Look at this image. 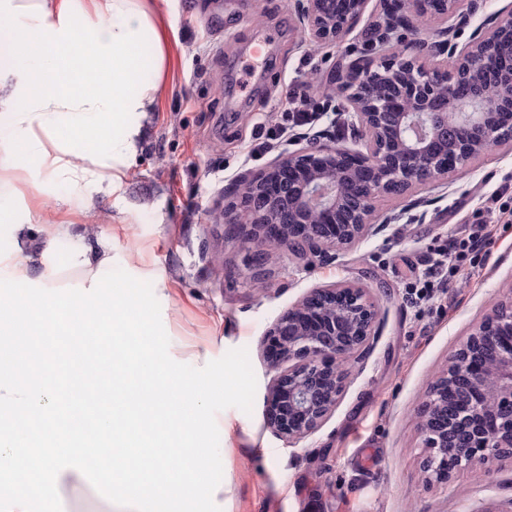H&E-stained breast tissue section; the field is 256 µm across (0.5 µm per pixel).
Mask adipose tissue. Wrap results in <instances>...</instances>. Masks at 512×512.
I'll return each mask as SVG.
<instances>
[{"label": "adipose tissue", "mask_w": 512, "mask_h": 512, "mask_svg": "<svg viewBox=\"0 0 512 512\" xmlns=\"http://www.w3.org/2000/svg\"><path fill=\"white\" fill-rule=\"evenodd\" d=\"M164 0H0V191L14 182L44 174L68 181L73 189L104 181L122 186L137 143L163 89L167 40L158 25ZM69 225L47 220L36 251L13 257L0 276V502L12 512H34L35 504H56L60 484L78 476L91 457L109 452L112 469L126 471L131 443L125 433L137 410H145L153 430L143 440L153 470L169 469L166 450L173 437L190 443L204 400L195 381L159 362L158 347L133 357L112 353V406L95 431L69 438L59 428L63 405L48 407V394L77 388L98 375L99 365L83 361L74 342L68 354L43 352L39 364L52 367L53 381L24 371L31 356L30 309H59L60 321L82 317L93 326L112 319L113 335L128 330L124 290L113 289L103 303L99 287L77 288L61 281L54 266L59 235ZM43 265L34 274L35 265ZM54 431L53 443L39 445L30 422ZM41 464L44 490L32 499L16 475L21 456ZM191 483L206 486V449L193 451ZM188 483V484H191ZM188 484L176 480L155 501V485L143 480L121 484L110 498L111 512H187Z\"/></svg>", "instance_id": "ef3b65f1"}]
</instances>
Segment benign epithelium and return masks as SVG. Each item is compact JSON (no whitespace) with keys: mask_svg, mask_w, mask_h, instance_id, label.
<instances>
[{"mask_svg":"<svg viewBox=\"0 0 512 512\" xmlns=\"http://www.w3.org/2000/svg\"><path fill=\"white\" fill-rule=\"evenodd\" d=\"M379 20L367 28L372 54L346 60L331 74L355 122L364 149L331 146L313 138L258 174H244L241 204L259 196L264 182L273 195L288 196L290 218L273 214L256 221L249 236L255 266L267 265L269 247L284 245L302 257L330 251L366 236L374 203L401 188L407 193L448 177L485 154L487 145L512 141L497 123L512 111V73L496 95L471 81L448 109L440 75L448 70L469 80L495 61V44L512 39V8L500 10L486 31L457 42L466 17L456 0H296L309 40L336 44L357 26L370 3ZM440 24L436 40L414 38L398 57L385 52L397 33L413 27V16ZM380 334L376 304L355 284L315 288L268 331L276 371L268 390V426L290 443L319 429L336 408L344 379L336 361L359 358ZM429 478L448 483L453 473L476 462L512 455V299L499 303L467 338L434 381L419 411ZM463 432L455 440L457 462L448 467V425Z\"/></svg>","mask_w":512,"mask_h":512,"instance_id":"7a95c632","label":"benign epithelium"}]
</instances>
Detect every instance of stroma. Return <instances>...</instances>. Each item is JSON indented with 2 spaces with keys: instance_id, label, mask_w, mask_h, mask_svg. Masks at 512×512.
<instances>
[{
  "instance_id": "35a3bbf8",
  "label": "stroma",
  "mask_w": 512,
  "mask_h": 512,
  "mask_svg": "<svg viewBox=\"0 0 512 512\" xmlns=\"http://www.w3.org/2000/svg\"><path fill=\"white\" fill-rule=\"evenodd\" d=\"M161 24L169 64L141 151L122 187L73 191L60 179L30 181L0 196L15 223L29 222V196L70 223L56 244L64 263L93 233L112 239L101 282L147 300L151 332L170 360L208 392L196 444L218 449L210 484L194 512H512V459L428 480L418 409L433 378L491 312L512 296V234L497 238L487 266L458 263L446 299L407 305L411 272H423L437 245L457 236L462 217L501 182L512 180V143L488 152L435 185L375 202L381 231L330 259L295 258L269 266L263 293L249 285L250 253L214 212L237 203L229 189L328 133L353 147L352 118L329 78L363 49L365 24L344 42L309 43L293 0H166ZM265 43L267 55L251 52ZM309 82L324 114L288 130L252 158L259 124L274 125L292 84ZM343 282L366 288L382 321L379 336L348 375L335 411L315 433L286 443L266 424L273 377L263 339L276 319L314 288ZM112 488L94 471L60 491L62 512H105Z\"/></svg>"
}]
</instances>
